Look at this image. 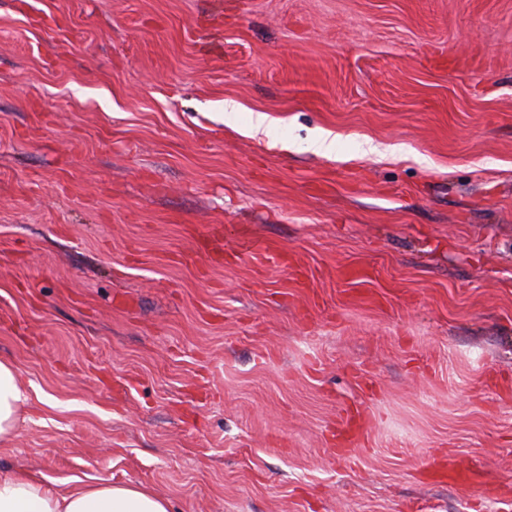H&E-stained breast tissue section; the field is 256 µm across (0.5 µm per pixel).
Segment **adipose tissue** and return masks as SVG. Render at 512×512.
Segmentation results:
<instances>
[{
	"instance_id": "adipose-tissue-1",
	"label": "adipose tissue",
	"mask_w": 512,
	"mask_h": 512,
	"mask_svg": "<svg viewBox=\"0 0 512 512\" xmlns=\"http://www.w3.org/2000/svg\"><path fill=\"white\" fill-rule=\"evenodd\" d=\"M23 403L17 368L0 360V442L16 435ZM0 512H170V502L139 484L101 478L62 493L24 472L0 471Z\"/></svg>"
}]
</instances>
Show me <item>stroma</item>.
<instances>
[{"instance_id":"stroma-1","label":"stroma","mask_w":512,"mask_h":512,"mask_svg":"<svg viewBox=\"0 0 512 512\" xmlns=\"http://www.w3.org/2000/svg\"><path fill=\"white\" fill-rule=\"evenodd\" d=\"M0 358L64 491L512 512V0H0Z\"/></svg>"}]
</instances>
